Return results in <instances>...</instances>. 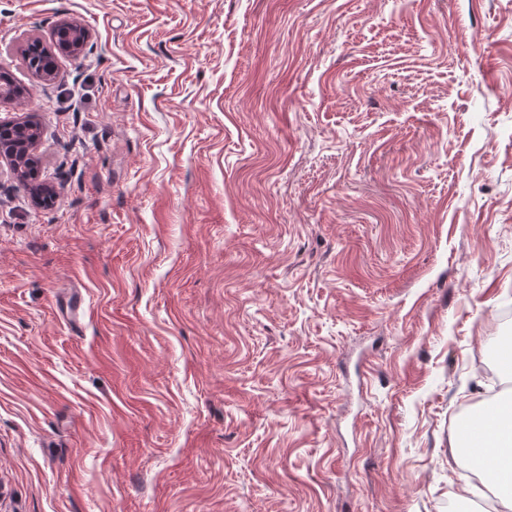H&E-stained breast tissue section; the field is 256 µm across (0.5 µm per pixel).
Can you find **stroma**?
<instances>
[{
    "label": "stroma",
    "instance_id": "1",
    "mask_svg": "<svg viewBox=\"0 0 512 512\" xmlns=\"http://www.w3.org/2000/svg\"><path fill=\"white\" fill-rule=\"evenodd\" d=\"M1 68L0 512H483L512 0H0ZM60 30H62L63 34H65V36L74 43L73 51L71 53L72 60L79 61L82 58L83 50L90 39L88 30L81 25L63 21L53 29V39H56L57 33ZM46 48L41 46L39 40L35 39L24 50L26 67L32 75L42 79L45 75V69L50 65L55 66L54 57L50 52H46ZM27 147L28 146L18 144L16 134L12 128L5 126L3 129H0V154L3 153L8 155L12 153L15 155L4 157L20 178L21 173L16 158H21V168L23 169V174L25 175L24 178L30 189V185L34 183L37 178L38 160L35 156H31V154L26 153ZM21 180L23 179L21 178ZM484 409L478 410L473 413L467 422V427L464 430V441L468 446L467 450L472 453L480 454L485 458V462L489 469L492 468L493 463L491 458L486 454L484 448L481 446L483 440V422H484Z\"/></svg>",
    "mask_w": 512,
    "mask_h": 512
}]
</instances>
